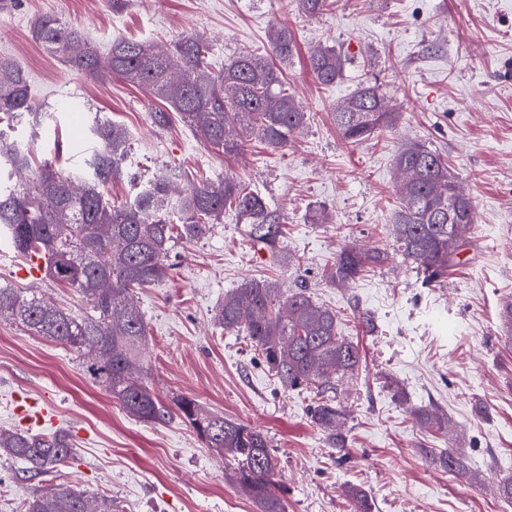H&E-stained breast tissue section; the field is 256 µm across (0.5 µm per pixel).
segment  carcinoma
<instances>
[{
    "instance_id": "1",
    "label": "carcinoma",
    "mask_w": 512,
    "mask_h": 512,
    "mask_svg": "<svg viewBox=\"0 0 512 512\" xmlns=\"http://www.w3.org/2000/svg\"><path fill=\"white\" fill-rule=\"evenodd\" d=\"M302 14L318 17L335 0H294ZM32 37L63 60L85 72H100L97 47L80 29L44 14L31 27ZM294 38L284 27L268 34V50L241 53L214 72L209 48L198 35H184L167 48L148 40L118 38L108 52L107 74L142 88L163 103L150 112L154 126L168 127L173 118L196 131L204 144L226 155L242 151L246 134L260 137L272 149L288 146L308 114L286 92L283 72L274 63L288 62ZM346 59L330 46L318 45L308 66L321 85L336 83ZM50 114L38 107L27 72L0 58V238L26 258L44 261V277L73 289L88 306L72 311L44 301L25 288L0 283V318L9 317L35 336L59 342L75 353L87 372L133 418L152 424L173 417L191 428L206 447L224 454L234 481L247 488L261 512H284L275 481L276 462L267 437L259 430L207 410L180 396L168 407L142 382V351L147 323L133 300L135 290L170 277L171 243L202 238L235 210L251 224L254 242L268 244L279 233V219L265 199L230 178L198 182L179 166L153 175L136 196L116 203L108 198L112 182L123 177L131 135L120 124L94 113L84 164L62 169L46 162L25 185L11 183L13 173L31 167L28 149L15 138L25 127L39 136ZM397 116L387 110L382 85L362 81L334 112L344 142L357 146L387 134ZM395 167L403 174L402 207L392 216L403 258L415 265L422 284L441 282L461 243L475 224L472 202L463 195L441 156L419 142L397 151ZM193 183L184 197L173 199L172 185ZM387 259L378 250L344 247L325 272L328 284L355 281ZM218 325L241 332L259 350L267 367L285 388L315 396L310 419L331 432L334 446L345 436L336 432L344 410L332 395L333 383L355 375L359 349L338 333L336 312L316 303L304 290L282 297L269 281H247L224 297ZM419 424L431 431L447 429L448 418L429 409L417 411ZM64 431L31 433L0 429V458L26 464L37 477L58 470L72 456ZM353 512H371L368 495L357 486L344 489ZM24 512H119L107 496H90L65 481L34 493Z\"/></svg>"
}]
</instances>
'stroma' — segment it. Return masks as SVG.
Masks as SVG:
<instances>
[{
	"label": "stroma",
	"instance_id": "obj_1",
	"mask_svg": "<svg viewBox=\"0 0 512 512\" xmlns=\"http://www.w3.org/2000/svg\"><path fill=\"white\" fill-rule=\"evenodd\" d=\"M45 13L83 29L103 54L116 38L168 44L199 35L216 71L265 50L270 28L287 26L299 55L282 67L286 89L309 120L285 149L253 140L224 157L183 124L154 127L142 90L78 72L35 42L31 22ZM320 44L346 58L335 84H319L305 65ZM0 57L27 71L36 103L52 114L29 144L33 166L77 165L70 146L88 115L63 106L76 99L132 135L129 175L109 187L112 200L133 198L158 169L177 165L197 178L241 181L280 218L275 245L263 247L226 212L203 238L176 241L168 280L137 290L148 329L142 380L160 401L186 395L266 435L285 512H352L349 484L367 493L372 512H512L497 492L512 477V340L499 322L512 300V0H336L317 18L291 0H127L119 12L112 0H14L0 9ZM373 76L398 120L388 135L352 147L332 114ZM407 141L443 155L476 216L447 278L432 287L403 261L390 230L400 205L394 161ZM322 212L328 223H317ZM347 245L383 251L387 261L348 285L325 284L324 269ZM24 263L0 240L1 282L81 307L68 288L20 277ZM247 280L306 290L358 345L359 370L336 390L348 412L344 448L311 422V393L283 388L245 336L217 325L225 294ZM395 382L406 401L394 398ZM20 396L51 409L55 428L73 438L60 478L112 497L121 512H260L191 428L133 419L67 348L0 319V429L16 427ZM426 406L448 417L451 434L418 424L413 411ZM448 447L461 462L453 474L432 461ZM50 481L1 458L0 512H23Z\"/></svg>",
	"mask_w": 512,
	"mask_h": 512
}]
</instances>
